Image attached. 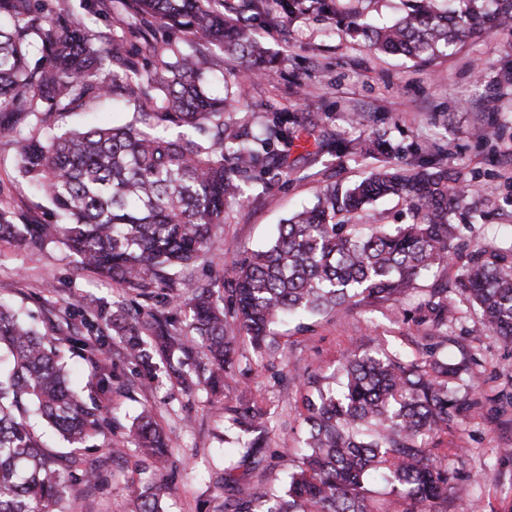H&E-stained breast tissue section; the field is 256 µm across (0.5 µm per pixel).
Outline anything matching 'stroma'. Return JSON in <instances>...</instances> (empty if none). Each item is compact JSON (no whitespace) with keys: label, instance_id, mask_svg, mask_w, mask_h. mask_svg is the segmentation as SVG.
Instances as JSON below:
<instances>
[{"label":"stroma","instance_id":"35a3bbf8","mask_svg":"<svg viewBox=\"0 0 512 512\" xmlns=\"http://www.w3.org/2000/svg\"><path fill=\"white\" fill-rule=\"evenodd\" d=\"M216 9L240 19L283 63L270 75L234 86L239 100L229 120L257 128L274 112L295 116L296 139L283 173L266 186L247 188L243 204L224 211L218 229L221 250L201 257L175 286L183 293L224 277L231 262L264 245L277 224L313 201L327 185L347 188L379 165L400 164V150L416 145L421 157L441 159L459 173V188L473 214L458 237L486 250L512 249V30L492 29L449 55L416 61L375 52L335 19L313 12L259 15L246 0H215ZM37 11L83 21L93 30L120 39L126 8L122 0H35ZM135 102L101 99L49 115L0 114V212L16 224L49 220L50 204L18 172L14 141L51 123L65 132L97 124L129 122ZM382 136L392 153L365 159L343 152V144ZM464 264L425 276L400 303L380 302L307 320L305 328L288 323L275 338L287 360L245 350L241 375L229 380L221 405L205 392L188 395L166 381L138 382L118 344L103 348L101 359L112 379L92 396L112 419L113 442H122L133 418L153 407L156 421L171 441L163 492L164 512H224L225 493L213 477L224 462L239 459L224 441V408L245 403L265 414L267 433L240 481L283 479L275 456L282 438L302 442L306 410L302 395L309 381L336 372L345 356L365 347L418 355L431 334V322L418 305L430 289L447 288L454 310L449 359L468 358L471 370L463 392L471 409L447 430L424 437L448 466L452 484L463 496L465 512H512V348L494 336L470 334L477 311L455 290ZM120 286L97 280L64 245L19 251L0 243V297L31 314L38 327L65 317L71 303L111 305L125 296ZM99 484L90 494L71 495L64 512H135L128 487L148 480L143 456L126 447L123 457L103 461Z\"/></svg>","mask_w":512,"mask_h":512}]
</instances>
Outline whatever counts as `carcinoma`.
Masks as SVG:
<instances>
[{"mask_svg":"<svg viewBox=\"0 0 512 512\" xmlns=\"http://www.w3.org/2000/svg\"><path fill=\"white\" fill-rule=\"evenodd\" d=\"M365 0H279L280 10L332 15L376 51L412 58L453 53L489 29L512 27V0H401L404 14L390 25L366 20ZM151 17L160 36L140 25ZM127 31L154 60L149 85L138 78L102 81L100 72L130 71L119 44L80 21L34 10L32 0H0V112H47L86 98L124 95L150 100L121 127L56 133L47 128L17 141L18 169L50 202L56 224H14L0 213V240L24 249L61 242L99 277L137 291L157 305L126 298L112 311L73 307L67 327L43 333L25 325L20 309L0 299V512H61L74 492L95 486L96 469L81 451L111 429L95 401L69 379L61 352L80 345L92 374L86 386L104 389L99 351L119 338L123 358L191 395L224 394L240 351L277 352L273 326L327 310L372 301H399L425 275L448 265L456 239L454 217L462 197L451 186L460 174L435 159L421 160L411 144L404 165L374 168L358 184L321 188L312 206L277 227L265 247L235 259L230 273L184 297L170 271L188 268L221 248L216 228L224 206L244 199L245 188L274 174L288 155L295 118L275 114L263 136L224 123L230 93L210 84L240 83L247 73L272 71L275 60L212 0H132ZM223 54L210 52L212 45ZM241 68L224 75V55ZM353 153L376 157L388 143L369 138ZM394 197L410 221L391 229L336 221L370 201ZM460 294L479 312L480 329L512 347V257L483 248L471 252ZM423 305L448 326V289L433 288ZM179 311L170 315L168 309ZM468 371L436 348L429 359L358 351L339 376L304 397L308 428L296 464L278 488L242 483L234 467L215 484L230 493L232 512H448L455 495L448 468L431 458L421 439L446 430L468 411L453 381ZM224 441L249 455L262 437V415L249 405L227 406ZM46 423L71 451L47 448L32 420ZM129 438L158 471L169 460V439L144 408ZM156 485L135 486L136 512H162Z\"/></svg>","mask_w":512,"mask_h":512,"instance_id":"carcinoma-1","label":"carcinoma"}]
</instances>
